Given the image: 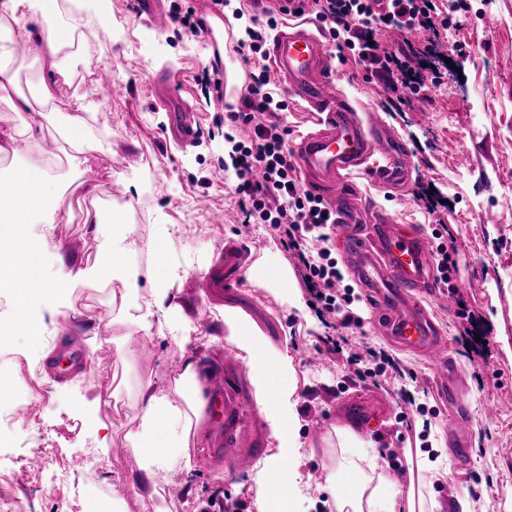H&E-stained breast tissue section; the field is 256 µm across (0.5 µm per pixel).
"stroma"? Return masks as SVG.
<instances>
[{
	"instance_id": "1",
	"label": "stroma",
	"mask_w": 512,
	"mask_h": 512,
	"mask_svg": "<svg viewBox=\"0 0 512 512\" xmlns=\"http://www.w3.org/2000/svg\"><path fill=\"white\" fill-rule=\"evenodd\" d=\"M450 24L438 52L445 57L442 81L415 95L402 109L391 108L388 93L365 78L353 56L334 61L338 91L359 109L374 108L408 149L410 181L404 190H387L360 172L348 182L360 202L379 206L398 224L431 237L436 221L414 201L426 184L435 185L452 205L445 214L444 243L455 246L450 279L458 286L468 313L488 331L490 361L465 351L460 337L463 316L429 305L447 353L460 373L459 393L467 408L462 418L448 413L429 366L382 335L359 290L355 308L363 326L349 340L388 354L390 364L378 381L359 379L345 354L329 352L326 328L310 309L301 279L293 281L302 302L283 306L262 288L242 280L228 307L242 309L270 338L287 345L297 387L299 486L303 512H336L327 479L338 467L336 406L359 392L374 389L390 405L384 418L355 431L368 453L382 454L395 488H427L443 506L464 500L468 512H512V0H435ZM99 12L112 24V36L88 32L72 50L33 62L18 51L16 90L28 93L38 77H53L49 111L81 119L92 131V148L66 153L64 142L46 134L26 141L25 151L0 163V180L32 155L49 156L48 168L60 188V223L35 224L30 231L50 246L43 266L45 286L62 275L56 254L64 252L80 267L93 266L112 233L111 224H91L95 208L121 211L137 227L131 240L139 271L137 299L154 306L151 280L160 258L185 271L189 281L202 275L225 239L244 242L248 262L274 257L289 272L297 270L265 224L242 226L232 193L233 170L224 162V127L215 125L216 105L197 82L212 66L206 38L193 39L180 25L150 28L133 11L132 0H99ZM111 65L112 77L128 95L113 100L96 78ZM70 70V79L55 68ZM166 71L199 124L195 147L181 150L165 134L166 111L152 95L156 73ZM95 185L86 194V185ZM222 211L224 221L213 224ZM179 225V232L158 243V227ZM176 295L193 334L183 342L170 328L139 337L133 350L114 339L125 325L113 297L119 282L108 277L74 280L65 298L44 294L30 301L14 289H0V374L11 381L0 398V502L17 512H101L103 497L112 512H156L167 502L172 512H258L252 476L240 477L227 466L216 471L173 470L163 484L164 499L135 495L132 482L142 478L138 456L124 435L139 416V383L151 380L156 391L172 393L186 359L222 364L229 342L219 306L200 301L190 284ZM26 305L33 332L17 331L14 316ZM81 336L88 359L86 373L59 383L42 374L40 363L64 331ZM323 435H311L314 424ZM467 433L466 464L448 459L447 475L431 479L419 470L416 451L448 445L449 429ZM67 481L51 482L54 472Z\"/></svg>"
}]
</instances>
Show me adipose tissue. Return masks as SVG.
<instances>
[{
  "label": "adipose tissue",
  "instance_id": "1",
  "mask_svg": "<svg viewBox=\"0 0 512 512\" xmlns=\"http://www.w3.org/2000/svg\"><path fill=\"white\" fill-rule=\"evenodd\" d=\"M59 9L57 0H0V101L8 103L13 113L11 126L0 129V156L8 155L16 135L32 137L42 132L43 126L35 116L50 97V86L44 81L37 94L10 97L16 44H24L34 60L46 55L54 57L71 46L79 28L102 21L88 0H80L77 10L64 23L57 19ZM56 193L57 187L38 156L17 170L9 185H0V244H12L7 251L0 247V262L14 266L17 284L25 286L31 297L44 293L41 258L48 244L44 238L30 235L28 229L34 224L54 223L51 203ZM133 233L132 225L113 219L112 238L92 270L96 277L120 279L129 292L138 287L128 260V240ZM247 276L270 291L280 304L296 302L287 269L262 259L249 268ZM221 316L229 340L244 353L251 368L256 405L275 444L274 453L255 474L262 491L260 512H296L283 481L284 476L297 474L300 466L296 386L287 379L294 370L292 359L287 349L269 342L240 310L228 307ZM175 390L178 397L172 400L155 391L151 382L140 386L142 414L125 435L128 446L143 463L145 478L137 484L140 490L156 489L157 475L172 467L191 470L189 451L206 440L202 429L205 385L194 360H186ZM360 444L355 432L343 431L339 469L363 473L364 478L349 497L337 498L336 512H438L437 501L411 498L403 504L387 494L389 474L379 471L374 456L363 451Z\"/></svg>",
  "mask_w": 512,
  "mask_h": 512
}]
</instances>
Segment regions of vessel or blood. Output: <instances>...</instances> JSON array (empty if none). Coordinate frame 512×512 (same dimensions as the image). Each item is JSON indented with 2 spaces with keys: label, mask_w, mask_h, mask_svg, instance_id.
<instances>
[{
  "label": "vessel or blood",
  "mask_w": 512,
  "mask_h": 512,
  "mask_svg": "<svg viewBox=\"0 0 512 512\" xmlns=\"http://www.w3.org/2000/svg\"><path fill=\"white\" fill-rule=\"evenodd\" d=\"M260 11L286 17L284 30L273 38L269 54L290 96L318 112V128L293 146L288 154L292 166L303 174L310 190L328 206L339 228L352 229L343 240V253L361 287L366 288L376 317L387 336L400 347L425 357L450 407H458V394L448 382V362L436 327L415 300L417 291L434 285V272L426 242L415 231L393 223L387 216L369 217L349 190L345 177L362 167L379 183L397 189L407 177V149L383 122L363 118L333 83L334 65L329 46L308 17L307 0H257ZM138 15L149 27L169 22L161 0H139ZM155 94L168 110L167 130L181 147L196 144V123L181 107L170 77H160ZM246 252L242 244L226 243L210 270L198 278L202 292L223 298L239 286ZM43 371L60 380L87 369L82 341L61 337L43 359ZM243 364L233 349L224 351L223 372L211 376L207 388L213 448L199 457V469L208 471L225 460L239 472L251 471L267 448L262 425L248 424L253 399L242 376ZM381 402L370 395L343 402L342 423L364 422Z\"/></svg>",
  "instance_id": "vessel-or-blood-1"
}]
</instances>
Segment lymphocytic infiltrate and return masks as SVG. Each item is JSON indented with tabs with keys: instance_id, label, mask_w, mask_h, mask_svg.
<instances>
[{
	"instance_id": "lymphocytic-infiltrate-1",
	"label": "lymphocytic infiltrate",
	"mask_w": 512,
	"mask_h": 512,
	"mask_svg": "<svg viewBox=\"0 0 512 512\" xmlns=\"http://www.w3.org/2000/svg\"><path fill=\"white\" fill-rule=\"evenodd\" d=\"M317 18L340 49L363 62L368 81L383 84L393 94L403 90L426 91L423 71L435 69V44L440 41L441 22L433 0H387L385 9L376 10L371 0H313ZM403 32L421 29L428 33L429 49L404 54L375 43L379 26ZM277 18L247 29L244 39L234 45L235 53L256 60L243 88L239 104L228 105L216 122L251 125L247 138L233 142L230 157L237 182L234 194L247 224H266L276 231L286 252L297 260L299 276L310 294L325 328L332 335L331 350H343L346 330L362 327L363 319L353 309L355 296L345 288L342 271L331 260L328 243L333 224L324 203L300 184L294 167L286 158L288 127L281 118L288 102L272 82L264 61L267 33L275 29ZM267 119L252 125L254 113Z\"/></svg>"
}]
</instances>
